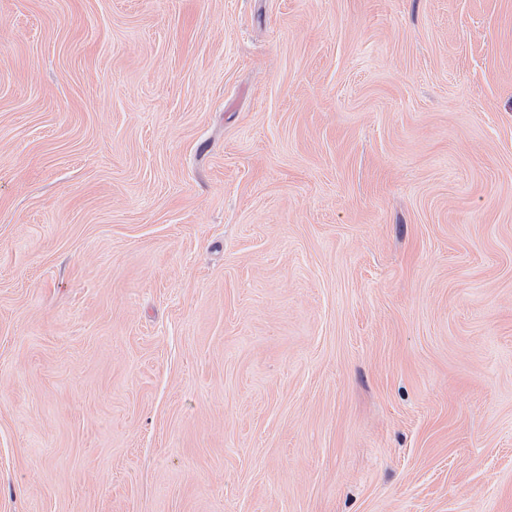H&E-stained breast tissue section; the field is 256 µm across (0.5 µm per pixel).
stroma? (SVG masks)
I'll return each mask as SVG.
<instances>
[{"label": "stroma", "instance_id": "35a3bbf8", "mask_svg": "<svg viewBox=\"0 0 512 512\" xmlns=\"http://www.w3.org/2000/svg\"><path fill=\"white\" fill-rule=\"evenodd\" d=\"M0 512H512V0H0Z\"/></svg>", "mask_w": 512, "mask_h": 512}]
</instances>
